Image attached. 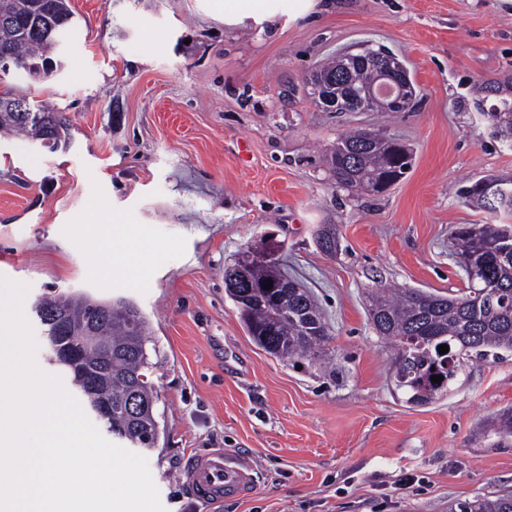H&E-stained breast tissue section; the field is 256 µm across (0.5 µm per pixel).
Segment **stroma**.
<instances>
[{"mask_svg":"<svg viewBox=\"0 0 512 512\" xmlns=\"http://www.w3.org/2000/svg\"><path fill=\"white\" fill-rule=\"evenodd\" d=\"M75 49L47 79L0 77V92L65 112L71 144L0 137L1 274L45 294L123 297L150 327L162 428L145 457L167 512H204L184 459L207 448L255 456L259 482L222 512H448L512 494V352L468 357L434 403L393 395L392 354L368 319L373 288L458 294L460 224H496L460 189L512 177V146L489 113L512 106V0H266L236 24L211 0H69ZM385 47L416 90L411 111L325 112L305 78L324 58ZM354 129L412 152L381 194L337 187L325 161ZM97 199L139 225L158 256L142 276H90L73 228ZM339 248L320 249V225ZM318 299L330 338L303 364L259 348L224 290L252 245Z\"/></svg>","mask_w":512,"mask_h":512,"instance_id":"1","label":"stroma"}]
</instances>
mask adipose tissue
I'll return each mask as SVG.
<instances>
[{"mask_svg":"<svg viewBox=\"0 0 512 512\" xmlns=\"http://www.w3.org/2000/svg\"><path fill=\"white\" fill-rule=\"evenodd\" d=\"M86 236L93 249L102 256L99 272L105 276L118 270L138 274L156 259L138 226L114 223L111 213L94 200L86 209ZM117 237L124 241L119 252L112 248V241Z\"/></svg>","mask_w":512,"mask_h":512,"instance_id":"obj_1","label":"adipose tissue"}]
</instances>
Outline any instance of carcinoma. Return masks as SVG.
<instances>
[{
    "instance_id": "1",
    "label": "carcinoma",
    "mask_w": 512,
    "mask_h": 512,
    "mask_svg": "<svg viewBox=\"0 0 512 512\" xmlns=\"http://www.w3.org/2000/svg\"><path fill=\"white\" fill-rule=\"evenodd\" d=\"M71 16L68 0H0V49L8 50L19 64L53 61L62 36L69 32ZM338 71L339 61L328 62L312 71L307 83L313 85ZM377 77L374 61H361L347 73L336 102L319 95L316 100L327 112H350L352 93L375 86ZM490 117L495 134L512 144V112H493ZM68 127L63 113L9 90L0 93V133L56 149L70 145ZM407 155L406 146L392 137L361 131L338 138L328 150L327 162L336 186L367 191L401 180L407 173L402 162ZM494 183L506 184L508 193L489 196L486 187ZM460 194L477 208L512 216L511 178H481L463 186ZM453 240L469 283L466 292L445 296L418 288H379L370 295V323L394 352V385L410 397L417 392L434 397L448 388L460 358L472 351L479 356L512 352V224H461ZM318 244L327 253L336 252V225L320 226ZM233 269L234 280L224 281L226 291L255 344L277 358H317L329 333L310 291L295 280L280 285L283 274L277 259L241 257ZM268 279L272 287L265 290ZM60 307L72 330L85 322L94 324L96 346L84 350L82 361L106 372L112 413L103 427L125 439L130 430L129 400L136 398L145 408L141 426L149 437L148 447H155L160 425L151 409L155 385L144 314L129 301H101L85 294L41 298L34 311L48 315ZM443 344L449 347L445 354L438 352ZM433 376L444 380L433 383ZM448 512H512V495L458 502Z\"/></svg>"
}]
</instances>
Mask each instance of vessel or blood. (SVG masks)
I'll list each match as a JSON object with an SVG mask.
<instances>
[{
    "instance_id": "1",
    "label": "vessel or blood",
    "mask_w": 512,
    "mask_h": 512,
    "mask_svg": "<svg viewBox=\"0 0 512 512\" xmlns=\"http://www.w3.org/2000/svg\"><path fill=\"white\" fill-rule=\"evenodd\" d=\"M257 475L254 457L224 448L190 457L184 470L194 498L210 510L223 506L225 500L249 496L257 484Z\"/></svg>"
}]
</instances>
